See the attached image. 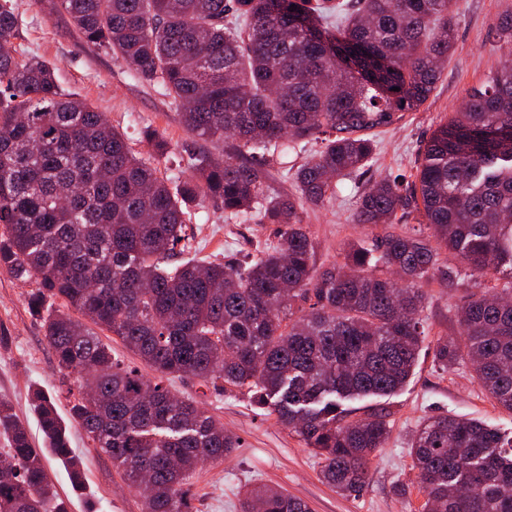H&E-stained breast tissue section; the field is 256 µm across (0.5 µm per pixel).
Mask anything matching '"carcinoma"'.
Segmentation results:
<instances>
[{"mask_svg": "<svg viewBox=\"0 0 512 512\" xmlns=\"http://www.w3.org/2000/svg\"><path fill=\"white\" fill-rule=\"evenodd\" d=\"M89 43L161 87L183 126L225 144L216 157L184 145L192 171L171 187L127 137L52 64L19 54V14L0 0V268L34 283L57 366L78 382L70 415L124 479H151L143 512H193L190 480L239 447L197 402L165 380L191 375L254 393L312 449L325 483L357 497L390 435V412L347 419L343 402L386 397L416 367L429 325L431 281L466 278L458 337L433 341L432 361L462 365L512 413V63L468 94L435 130L409 179L380 177L354 221L381 229L319 273L304 212L335 199L370 166L366 131L430 97L454 47L452 0H341L336 21L309 0H58ZM296 10H290V7ZM314 140L291 172L297 193H273L256 157ZM208 196L224 213L274 226L275 241L242 263L172 258L192 248V208ZM421 230L389 228L409 218ZM452 253L439 258L424 231ZM118 337L149 365L147 378L84 321ZM44 447L35 448L6 400L9 439L0 512H69L47 475L46 452L69 464L66 426L42 391L31 396ZM423 512H512V440L481 420H424L408 446ZM240 512H310L265 484Z\"/></svg>", "mask_w": 512, "mask_h": 512, "instance_id": "cac0c4a2", "label": "carcinoma"}]
</instances>
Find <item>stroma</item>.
I'll return each mask as SVG.
<instances>
[{"label": "stroma", "instance_id": "obj_1", "mask_svg": "<svg viewBox=\"0 0 512 512\" xmlns=\"http://www.w3.org/2000/svg\"><path fill=\"white\" fill-rule=\"evenodd\" d=\"M22 17L18 43L26 55L40 57L56 69L59 85L85 97L105 113L129 145L141 155H155L167 178L177 177L173 159L191 138L177 111L159 89L137 81L130 66L108 50L87 43L56 0H15ZM455 47L428 101L394 124L372 131L376 149L367 173L346 180L325 209H307L304 222L315 242L317 270L341 262L346 246L371 240L370 227L353 221L358 198L378 176L410 174L434 130L449 120L467 94L480 87L508 53L498 35L501 17L512 12V0H453ZM156 131L163 144L155 150L144 130ZM187 233L201 256L240 261L271 235V226L228 216L220 201L208 199L194 209ZM29 285L0 269V398L9 399L33 442H40L38 418L28 394L44 390L67 415L74 378L64 376L48 347L44 330L27 307ZM472 291L470 282L430 283L425 314L431 336L458 333L456 306ZM169 389L198 402L225 429L240 439L239 448L193 479L194 512H240L239 491L247 484L281 487L304 499L312 512H421L424 496L411 468L407 442L421 419L460 415L484 420L512 436V413L498 408L472 377L468 366L451 372L432 363L430 344H423L416 369L406 385L383 403L391 413V434L370 464L369 481L357 498H345L322 482L319 459L275 415L247 392L219 390L199 379L168 380ZM70 447L84 466L85 486L73 488L68 472L55 458L46 470L58 493L69 500L70 512H143L140 493L127 485L111 459L98 454L78 425L69 427ZM406 495H395V485Z\"/></svg>", "mask_w": 512, "mask_h": 512}]
</instances>
